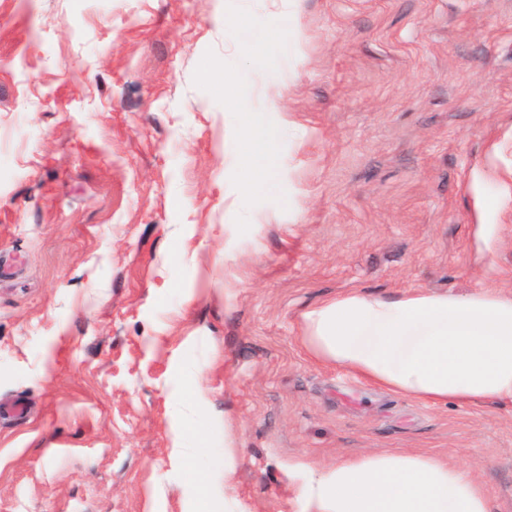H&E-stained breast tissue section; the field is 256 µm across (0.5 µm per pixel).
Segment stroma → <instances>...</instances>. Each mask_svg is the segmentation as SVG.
I'll use <instances>...</instances> for the list:
<instances>
[{"label":"stroma","mask_w":512,"mask_h":512,"mask_svg":"<svg viewBox=\"0 0 512 512\" xmlns=\"http://www.w3.org/2000/svg\"><path fill=\"white\" fill-rule=\"evenodd\" d=\"M259 63L290 127L224 120ZM247 133L267 148L242 169ZM492 167L512 171V0H0V406L30 407L0 413V512H303L295 458L384 450L512 512V406L380 392L297 343L353 288L512 295ZM187 365L203 399L179 421Z\"/></svg>","instance_id":"1"}]
</instances>
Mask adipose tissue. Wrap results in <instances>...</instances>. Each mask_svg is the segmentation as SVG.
<instances>
[{
	"label": "adipose tissue",
	"mask_w": 512,
	"mask_h": 512,
	"mask_svg": "<svg viewBox=\"0 0 512 512\" xmlns=\"http://www.w3.org/2000/svg\"><path fill=\"white\" fill-rule=\"evenodd\" d=\"M298 341L318 363L414 400L512 403V296L489 286L459 298L418 291L388 298L352 289L300 315ZM303 512H493L459 465L421 451L294 464Z\"/></svg>",
	"instance_id": "1"
}]
</instances>
